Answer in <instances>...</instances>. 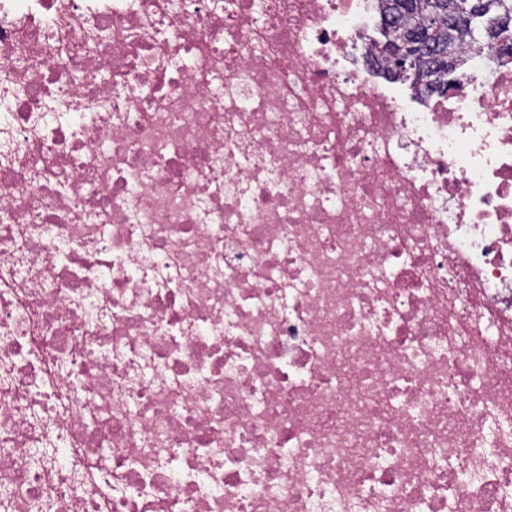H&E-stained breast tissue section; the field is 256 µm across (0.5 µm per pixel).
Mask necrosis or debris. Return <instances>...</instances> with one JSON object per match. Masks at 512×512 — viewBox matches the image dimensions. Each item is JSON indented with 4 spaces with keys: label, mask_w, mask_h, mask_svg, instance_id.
Segmentation results:
<instances>
[{
    "label": "necrosis or debris",
    "mask_w": 512,
    "mask_h": 512,
    "mask_svg": "<svg viewBox=\"0 0 512 512\" xmlns=\"http://www.w3.org/2000/svg\"><path fill=\"white\" fill-rule=\"evenodd\" d=\"M381 10L0 0V512H512V60ZM434 1L435 6L440 7V2H444L440 7L442 9L441 15L447 14L448 9V32L443 28L436 25H424L422 4ZM455 0H385L382 16L398 14L396 24L392 17L388 16L381 20L380 32L382 35L388 33L397 25L395 32L402 36H407L409 32H416L418 37L423 41V51L432 47L435 53H440L448 50V54L442 56L437 55L436 60L430 63V78L429 80H437L439 83L443 80V75L448 70V77L456 74L461 68L467 64L466 59L458 57L454 50L453 42L450 41L455 32V27L459 23H466L468 20L479 17L483 12V2L479 0L469 1V8L465 14H462L458 1L448 2ZM440 15V16H441ZM444 15L441 19H443ZM420 45L412 34L405 38L404 42L393 41L381 56L367 57L369 65H381L383 72L390 79L411 84L417 81L419 67Z\"/></svg>",
    "instance_id": "necrosis-or-debris-1"
}]
</instances>
